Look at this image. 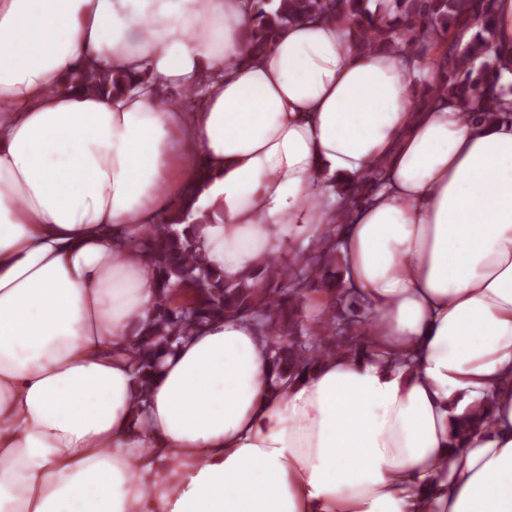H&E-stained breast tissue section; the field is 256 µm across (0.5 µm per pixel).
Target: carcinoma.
Segmentation results:
<instances>
[{
  "label": "carcinoma",
  "instance_id": "1",
  "mask_svg": "<svg viewBox=\"0 0 512 512\" xmlns=\"http://www.w3.org/2000/svg\"><path fill=\"white\" fill-rule=\"evenodd\" d=\"M495 0H393L392 18L378 26L367 7L368 0H249L254 24L248 42L252 53L263 54L277 32L305 18L329 16L345 11L353 22L356 40L368 49L377 46L403 51L420 70H430L436 80L419 81L422 97L454 101L488 122L512 118V87L498 84V68L492 56ZM461 26L476 32L466 44L453 38ZM72 86L109 94L136 84L130 76L95 70L83 71L70 79ZM379 184L376 174L365 180L340 186V199L356 203L367 186ZM193 194H188L163 224L145 228L130 242L135 252L151 255L160 284V300L152 328L131 349L132 363L139 375L142 393H147L160 360L172 343L200 326L226 315H249L261 328L280 338L274 346L273 371L276 380L300 379L318 359L333 355L353 344L368 329L367 316L321 313L319 327L307 326L300 318L297 301L305 291L321 285L332 286L328 267L336 261V244L328 234L315 247L298 252L291 262L277 269L257 267L239 280L229 282L209 268L198 251L196 226L206 224L209 215L195 219ZM485 418L473 412L457 418L449 445L462 443Z\"/></svg>",
  "mask_w": 512,
  "mask_h": 512
}]
</instances>
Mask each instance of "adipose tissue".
Segmentation results:
<instances>
[{"label": "adipose tissue", "mask_w": 512, "mask_h": 512, "mask_svg": "<svg viewBox=\"0 0 512 512\" xmlns=\"http://www.w3.org/2000/svg\"><path fill=\"white\" fill-rule=\"evenodd\" d=\"M252 24L245 0H0V512H512V122L422 104L346 14L258 58ZM495 24L512 83V0ZM91 64L140 82L71 88ZM375 170L336 229L363 355L279 388L274 337L227 316L142 391L160 292L130 239L201 185L199 249L234 281ZM456 420L458 424L451 434V440L449 442L450 447L460 446L466 434L478 430L486 421L484 417L478 416L477 413L473 412L460 416L456 418Z\"/></svg>", "instance_id": "1"}]
</instances>
